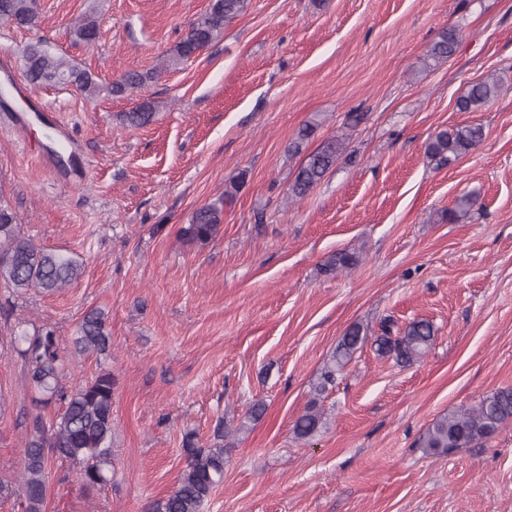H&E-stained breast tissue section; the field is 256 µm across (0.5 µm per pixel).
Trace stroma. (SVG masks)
Instances as JSON below:
<instances>
[{
	"label": "stroma",
	"instance_id": "1",
	"mask_svg": "<svg viewBox=\"0 0 512 512\" xmlns=\"http://www.w3.org/2000/svg\"><path fill=\"white\" fill-rule=\"evenodd\" d=\"M210 2L37 0L39 28L0 23V58L15 63L0 72V200L37 245L85 266L53 294L0 283V484L20 479L37 397L10 341L46 326L68 388L103 370L116 386L110 482L86 493L78 466L53 460L44 512H151L184 466L185 435L209 446L219 420L258 400L264 416L224 440L207 512H512V421L474 448L418 446L442 413L512 387V0H250L219 41L127 96L24 79L22 50L40 38L105 85L158 67ZM93 8L97 41L73 42ZM451 29L454 55L424 68ZM491 74L500 95L459 111ZM149 101L152 123H122ZM459 125L482 126V142L449 165L430 158V139ZM344 131L348 156L289 199L304 154ZM242 172L217 237L188 241L182 227ZM465 195L470 218L448 222ZM339 249L358 266L322 273ZM93 309L109 351L75 355ZM388 317L432 322L428 355L401 367L364 347L320 396L321 432L295 439L346 330L374 336Z\"/></svg>",
	"mask_w": 512,
	"mask_h": 512
}]
</instances>
